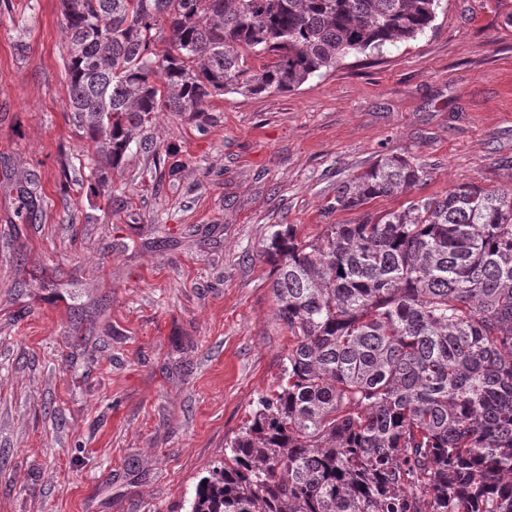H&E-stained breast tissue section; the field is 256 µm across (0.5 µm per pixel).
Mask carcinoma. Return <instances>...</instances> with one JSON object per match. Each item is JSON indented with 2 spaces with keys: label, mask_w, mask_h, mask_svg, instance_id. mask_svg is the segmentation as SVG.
Returning <instances> with one entry per match:
<instances>
[{
  "label": "carcinoma",
  "mask_w": 512,
  "mask_h": 512,
  "mask_svg": "<svg viewBox=\"0 0 512 512\" xmlns=\"http://www.w3.org/2000/svg\"><path fill=\"white\" fill-rule=\"evenodd\" d=\"M440 0H62L78 127L107 149L226 92H291L433 28ZM264 60L248 65L247 56ZM428 176L405 156L339 183L360 212L263 250L290 346L190 512H512V190L465 183L374 214Z\"/></svg>",
  "instance_id": "carcinoma-1"
}]
</instances>
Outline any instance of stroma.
Here are the masks:
<instances>
[{"instance_id": "1", "label": "stroma", "mask_w": 512, "mask_h": 512, "mask_svg": "<svg viewBox=\"0 0 512 512\" xmlns=\"http://www.w3.org/2000/svg\"><path fill=\"white\" fill-rule=\"evenodd\" d=\"M66 52L61 0H0V512H188L280 381L275 225L354 223L328 201L390 155L427 164L418 197L512 187V0H442L298 90L158 113L97 195Z\"/></svg>"}]
</instances>
